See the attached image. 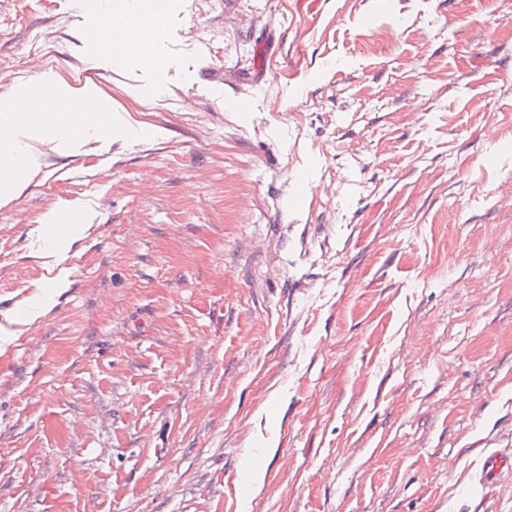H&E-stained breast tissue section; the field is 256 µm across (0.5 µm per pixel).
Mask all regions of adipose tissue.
I'll use <instances>...</instances> for the list:
<instances>
[{"label": "adipose tissue", "mask_w": 512, "mask_h": 512, "mask_svg": "<svg viewBox=\"0 0 512 512\" xmlns=\"http://www.w3.org/2000/svg\"><path fill=\"white\" fill-rule=\"evenodd\" d=\"M153 13L152 0H105L101 15L106 22L128 17L133 19L135 29L134 36L124 40L122 45L106 43V50L115 51L124 63L153 53L162 37L161 30L151 23ZM39 86L38 96L32 98L27 107L0 106V130L7 134L6 139L0 141V167L6 166L14 153L21 152L29 157L24 177L0 180L1 205L18 197L31 176L39 171L38 158L32 153L33 143H47L53 151L66 153L98 140L101 126L112 121V109L95 87L73 89L51 72L40 76ZM76 99L91 100L95 108L93 115L85 117L73 112L69 104ZM61 127L75 128L76 133L71 137L58 135Z\"/></svg>", "instance_id": "ef3b65f1"}]
</instances>
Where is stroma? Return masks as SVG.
<instances>
[{
    "label": "stroma",
    "instance_id": "stroma-1",
    "mask_svg": "<svg viewBox=\"0 0 512 512\" xmlns=\"http://www.w3.org/2000/svg\"><path fill=\"white\" fill-rule=\"evenodd\" d=\"M85 21L0 0V96L146 131L0 206V512H512V0H168L154 68ZM511 460L512 456L510 454H504L497 449L490 451L484 459L482 477L484 479L487 477L498 478L503 473V469L508 468Z\"/></svg>",
    "mask_w": 512,
    "mask_h": 512
}]
</instances>
